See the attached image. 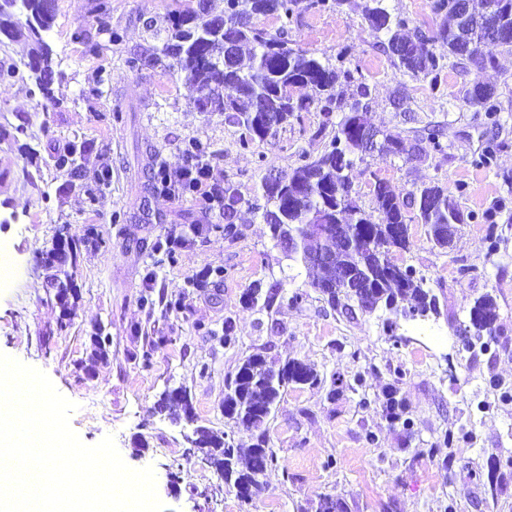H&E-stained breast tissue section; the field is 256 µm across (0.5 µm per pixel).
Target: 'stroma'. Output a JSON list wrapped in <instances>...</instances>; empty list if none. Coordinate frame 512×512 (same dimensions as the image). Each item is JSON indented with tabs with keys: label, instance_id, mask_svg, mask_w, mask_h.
Returning <instances> with one entry per match:
<instances>
[{
	"label": "stroma",
	"instance_id": "1",
	"mask_svg": "<svg viewBox=\"0 0 512 512\" xmlns=\"http://www.w3.org/2000/svg\"><path fill=\"white\" fill-rule=\"evenodd\" d=\"M56 4L48 36L54 108H45L30 80L0 82V125L27 130L18 142L0 143V169L9 171L0 181V247L12 268L0 280V353L43 371L77 403L70 425L85 444L113 435L130 468L153 467L165 512H316L323 495L343 501L347 512H512V50L484 45L497 66L482 72L448 66L436 96L377 46L365 0L309 9L292 24L298 47L368 87L376 128L444 126L446 154L407 160L377 153L355 162L356 204L375 214L378 179L402 191L436 182L459 192L471 215L451 249L433 247L413 220L410 249L391 253L425 279L437 313L405 317L381 306L346 314L311 288V271L286 257L261 218L262 179L323 151L333 134L324 114L299 113L241 148V128L197 112L185 81L160 66L126 65L159 47L149 29L166 25L176 0H108L103 16L93 0ZM79 27L89 43L73 40ZM112 29L120 44L109 42ZM476 80L495 87L496 113L463 102L461 88ZM74 139L88 145V170L111 175L98 206L51 158ZM191 139L209 144L213 181L236 189L232 221L148 189L154 164L185 165ZM491 145L493 164L479 165ZM486 212L495 215L494 229L480 221ZM64 225L98 237L80 247L69 269L78 296L65 309L42 269ZM258 281L280 284L284 302L245 307L243 296ZM486 294L497 304L493 337L485 348L465 349L456 330ZM292 295L298 303H289ZM171 301L176 309H168ZM66 315L71 325L58 333ZM228 320L237 336L231 346L222 342ZM98 326L111 338L103 360L93 358L90 343ZM255 353L308 363L319 381L282 391L265 425L277 462L246 504L186 437L199 425L239 446L253 443L252 431L225 418L224 393L226 378ZM178 387L190 398L194 424L173 423L156 409ZM392 388L404 405L394 422L383 408Z\"/></svg>",
	"mask_w": 512,
	"mask_h": 512
}]
</instances>
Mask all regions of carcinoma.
I'll use <instances>...</instances> for the list:
<instances>
[{
    "instance_id": "carcinoma-1",
    "label": "carcinoma",
    "mask_w": 512,
    "mask_h": 512,
    "mask_svg": "<svg viewBox=\"0 0 512 512\" xmlns=\"http://www.w3.org/2000/svg\"><path fill=\"white\" fill-rule=\"evenodd\" d=\"M343 0H224V10L211 12L207 0L197 6L180 10L169 17L162 48L149 56L133 55L127 59L132 70L161 65L174 75L197 87L199 96L194 108L204 114L221 112L224 121L246 131L240 145L248 149L268 136V124L281 125L296 112L317 109L325 115L342 112L335 133L324 151L314 157H303L302 164L284 175V183L268 179L261 184L266 199L261 217L270 226L279 242H296L294 259L316 269L311 286L325 297L327 303L345 312L352 311L355 301L365 312L383 303L389 307L411 300L413 309L422 313L437 311V297L423 288L424 279H416L410 268L396 266L382 258L372 267L373 277L359 286L351 278L357 261L371 246L389 244L405 250L410 247L407 212L417 217L427 228V238L434 246L448 247V225L464 224L473 218L464 214L458 199L448 187L429 183L405 193L388 182L378 179L373 194L378 220L374 221L358 207L352 198L349 171L358 152L362 136L355 113L367 111L361 99L368 88L359 86L360 99L345 104L343 83L352 79L348 69L337 68L317 57L293 47L290 25L299 15L312 8L330 9ZM466 11L475 20L487 11L495 13L501 31L500 44L512 49V0H465ZM435 17L445 20L425 34L424 30L404 14H393L384 0H367L364 18L377 44L392 59L394 66L412 76L429 80L431 92L442 93L438 77L447 67L450 56L464 69L483 71L495 65V60L483 53L464 55L462 49L471 42L479 43L485 34L468 25L458 11V0H433ZM56 12V0H0V35L13 40L24 38L30 43L26 72L13 65L0 66V78L28 77L46 98H51L50 86L56 72L52 51L46 37ZM274 14L280 26L274 30L250 24L252 16ZM441 41L448 46V56H438L425 50L415 58L401 49L414 43ZM302 86L309 90L296 98L292 89ZM463 101L486 112L496 111L494 91L480 81H473L463 90ZM389 144V154L399 157L405 151L402 132L383 134ZM414 152L420 156L428 151L445 154L443 127L428 122L413 130ZM87 144L72 140L53 155L57 169L85 184L91 205L102 199L101 184L108 180L106 171L89 172L84 164ZM311 224L327 225V236L311 233ZM57 238L66 241L65 249L53 248L46 253L43 267L54 298L61 305L77 295L72 275L65 267L75 263L78 246L97 242L93 229L85 237L75 238L59 229ZM321 251L335 255L334 266L318 261ZM279 284L263 290L258 283L246 294L245 303L271 307L280 296ZM498 317L494 298L488 294L475 300L469 310V325L460 333L467 348L482 339L486 325ZM317 382L316 371L300 360H289L277 366L260 353L249 356L227 379L224 394V416L236 427L257 432L256 442L247 449L235 446L228 434L218 435L198 427L200 436L188 438L191 448L202 455L206 463L236 496L248 500L249 487L256 478L266 474L276 463L274 451L267 446L265 424L280 396L281 389L290 384L306 385ZM159 412L178 424L194 422L187 392L181 388L167 391L158 403Z\"/></svg>"
}]
</instances>
